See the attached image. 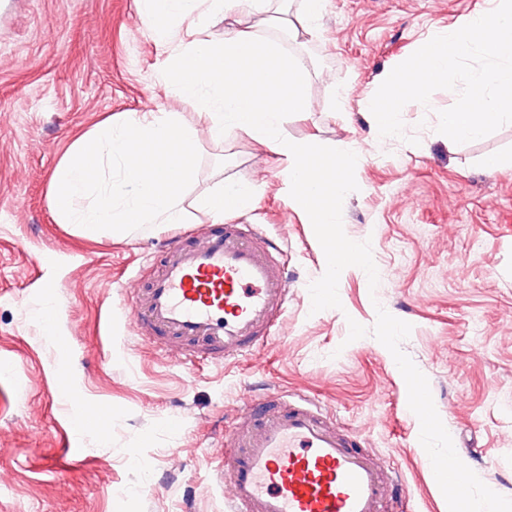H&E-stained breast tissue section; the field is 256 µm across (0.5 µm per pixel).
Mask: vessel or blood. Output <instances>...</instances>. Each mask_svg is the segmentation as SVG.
I'll return each instance as SVG.
<instances>
[{
    "instance_id": "vessel-or-blood-1",
    "label": "vessel or blood",
    "mask_w": 512,
    "mask_h": 512,
    "mask_svg": "<svg viewBox=\"0 0 512 512\" xmlns=\"http://www.w3.org/2000/svg\"><path fill=\"white\" fill-rule=\"evenodd\" d=\"M281 248L247 224L173 236L150 275L121 292L134 330L165 355L213 363L278 332L293 281ZM224 439L216 466L229 512H394L395 471L310 397L264 396Z\"/></svg>"
}]
</instances>
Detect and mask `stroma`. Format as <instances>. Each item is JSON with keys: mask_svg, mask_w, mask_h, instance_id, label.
Instances as JSON below:
<instances>
[{"mask_svg": "<svg viewBox=\"0 0 512 512\" xmlns=\"http://www.w3.org/2000/svg\"><path fill=\"white\" fill-rule=\"evenodd\" d=\"M487 0H326L303 29L302 0L286 17L233 6L214 34L246 29L310 61L309 111L287 117L289 139L347 144L362 162L343 202L344 232L370 241L379 274L345 270L340 308L312 312L309 286L325 272L311 225L288 204L284 157L233 129L223 140L191 99L168 95L158 72L171 42L156 41L136 0H0V512H225L214 479L224 428L259 386L320 400L408 488L404 512H448L419 441L420 422L393 356L373 336L348 341L349 321L373 327L377 307L412 326L401 348L427 377L455 447L512 498V124L458 144L437 132L455 93L402 112L404 139L381 143L363 102L382 74L436 28ZM176 113L200 162L186 191V225L211 218L198 197L219 183L260 186L234 214L279 241L299 286L278 335L224 364L181 363L141 341L120 303L125 282L160 256L184 225L153 224L91 240L58 223L48 194L70 146L107 119ZM490 155L506 158L486 169ZM55 297L56 333L30 311ZM71 377L70 399L54 387ZM112 411V433L78 431L80 407ZM62 461L57 471L47 459Z\"/></svg>", "mask_w": 512, "mask_h": 512, "instance_id": "1", "label": "stroma"}]
</instances>
